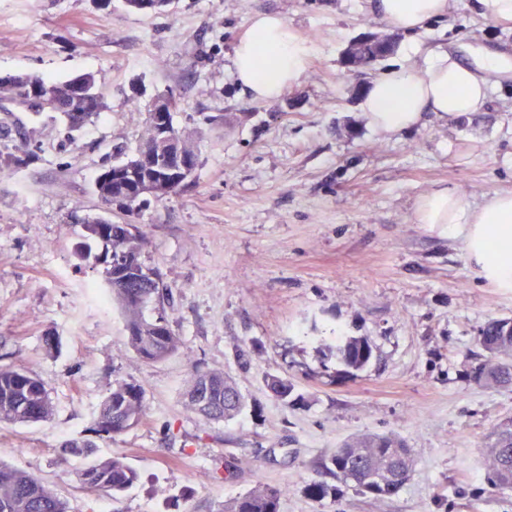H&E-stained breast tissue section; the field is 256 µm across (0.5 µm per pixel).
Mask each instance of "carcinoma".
I'll use <instances>...</instances> for the list:
<instances>
[{"instance_id": "obj_1", "label": "carcinoma", "mask_w": 512, "mask_h": 512, "mask_svg": "<svg viewBox=\"0 0 512 512\" xmlns=\"http://www.w3.org/2000/svg\"><path fill=\"white\" fill-rule=\"evenodd\" d=\"M84 93L73 99L67 95L69 80L39 76V88L57 93L61 116L67 126L87 124L104 109L96 92V76L83 73ZM82 242L76 251L81 261L92 257L90 242L104 248L103 257L124 256L123 263L113 267L105 282L112 300L119 303L126 316L127 340L143 361L157 363L176 354L182 340L170 328L165 316V303L172 288L165 283L157 266L149 268L148 285L131 282L123 271L141 268V254L146 231L138 224H92L84 219ZM478 343L485 352V361L470 375L480 387L495 388L512 383V322L494 320L480 332ZM319 351L327 358L353 371L366 368L374 357V345L366 337L335 336L320 344ZM268 390L286 403L304 397L286 375L267 378ZM184 404L197 415L211 421H229L239 415L247 402L236 382L228 375L197 369L183 393ZM142 388L119 380L102 399L88 432L94 436L115 438L135 426L144 415ZM54 407L45 384L36 375L15 367L0 366V422L37 423L51 419ZM488 481L499 490L512 489V417L497 423L493 442L485 452ZM414 467L411 449L394 433L363 434L351 438L329 458V474L346 488L376 502L395 497L410 479ZM138 479L137 472L114 455L97 460L78 473L82 488L95 493L117 494ZM282 489L260 483L254 489L224 503L220 512H280ZM0 512H68L66 501L57 496L40 478L0 462Z\"/></svg>"}]
</instances>
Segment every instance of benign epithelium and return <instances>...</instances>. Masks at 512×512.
<instances>
[{"label":"benign epithelium","instance_id":"obj_1","mask_svg":"<svg viewBox=\"0 0 512 512\" xmlns=\"http://www.w3.org/2000/svg\"><path fill=\"white\" fill-rule=\"evenodd\" d=\"M27 78V74L0 76V90L14 105L35 112H54L53 98L35 90L25 97H15L12 92ZM178 108V100L169 94L157 96L151 109L155 119L151 122L152 136L158 144L154 152L139 148L117 168L105 169L97 178L96 184L117 183L120 189H112L108 198L112 203L138 207L149 197L154 200L168 196L171 187L177 182H188L198 168V150L186 143L182 131H171L165 122L164 113H173Z\"/></svg>","mask_w":512,"mask_h":512}]
</instances>
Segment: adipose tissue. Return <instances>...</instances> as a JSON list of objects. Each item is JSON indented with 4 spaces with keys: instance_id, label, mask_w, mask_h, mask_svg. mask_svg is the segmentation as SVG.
Returning a JSON list of instances; mask_svg holds the SVG:
<instances>
[{
    "instance_id": "ef3b65f1",
    "label": "adipose tissue",
    "mask_w": 512,
    "mask_h": 512,
    "mask_svg": "<svg viewBox=\"0 0 512 512\" xmlns=\"http://www.w3.org/2000/svg\"><path fill=\"white\" fill-rule=\"evenodd\" d=\"M378 13L403 31L442 16L448 0H377ZM273 53V76L254 67L260 49ZM314 47L278 16L254 18L235 51L239 82L256 99H271L302 78ZM470 64L449 52L428 57L421 69L401 68L375 79L364 95L362 108L369 127L383 137L421 124L425 113L449 120L464 112L483 111L490 75L512 73V55L469 48ZM417 224H434L463 235L471 259L490 280L512 288V191L496 192L475 207L454 190L438 188L423 195L413 214Z\"/></svg>"
}]
</instances>
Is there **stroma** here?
<instances>
[{
	"instance_id": "stroma-1",
	"label": "stroma",
	"mask_w": 512,
	"mask_h": 512,
	"mask_svg": "<svg viewBox=\"0 0 512 512\" xmlns=\"http://www.w3.org/2000/svg\"><path fill=\"white\" fill-rule=\"evenodd\" d=\"M260 14L279 16L315 45L305 75L279 97L239 84L235 48ZM371 0H177L136 13L120 0H0V75L63 80L91 71L105 108L83 129L58 113L0 100V365L27 369L48 388L54 414L0 423V461L40 477L71 512H220L265 483L283 488L280 512H512V491L485 474L493 426L512 417V386L480 387L469 372L491 320H512V288L486 279L463 236L417 224L419 198L436 188L471 205L512 190V77L492 78L487 108L435 117L383 139L359 109L360 87L438 50L512 52V24L485 18L477 0L346 75L355 39L391 31ZM170 91L175 124L200 152L194 181L141 213L105 208L97 175L135 148L156 94ZM103 217L146 227L145 264L173 289L166 318L180 351L146 363L130 349L125 314L101 305V269L80 265V222ZM337 328L368 338L374 357L344 372L317 351ZM58 347L46 352L44 337ZM231 376L247 407L207 422L182 394L194 368ZM294 379L302 402L266 387ZM118 380L144 392L133 429L96 442L139 480L108 497L80 487L87 457L63 444L85 435ZM393 432L415 465L385 502L338 488L307 493L343 441Z\"/></svg>"
}]
</instances>
